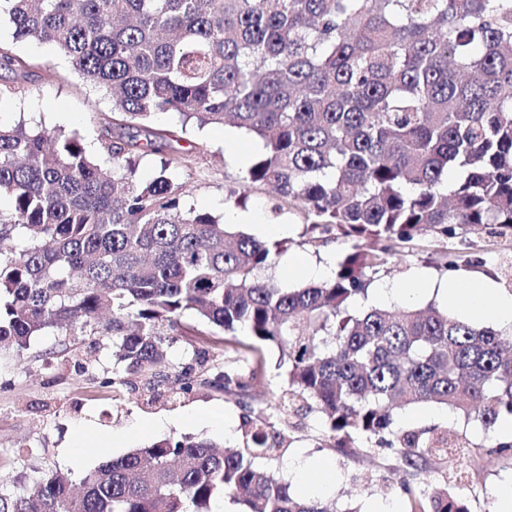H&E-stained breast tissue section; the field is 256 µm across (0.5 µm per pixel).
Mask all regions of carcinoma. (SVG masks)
<instances>
[{"instance_id": "cac0c4a2", "label": "carcinoma", "mask_w": 512, "mask_h": 512, "mask_svg": "<svg viewBox=\"0 0 512 512\" xmlns=\"http://www.w3.org/2000/svg\"><path fill=\"white\" fill-rule=\"evenodd\" d=\"M13 40L54 44L90 85L112 97L101 162L62 130L0 125V348L27 352L56 329L52 355L107 338L121 371L112 385L170 379L238 401L268 385L264 351L279 353L278 421L317 416L333 448L374 440L402 449L410 512H471L423 465L463 443L450 430L404 429L399 411L449 409L484 425L512 421V333L434 304L369 306L386 256L430 232L497 226L512 237V0H0ZM30 63L0 42V70ZM232 124L262 150L244 181L299 202L308 230L352 241L332 278L282 288L262 273L283 243L230 231L186 208L171 171L187 152L154 116ZM169 142L157 177L135 178V135ZM460 172L448 182V170ZM201 328L192 361L161 368L163 345ZM207 327L244 349L242 368L208 362ZM246 332L249 342L237 338ZM243 445L166 437L101 462L81 491L51 475L30 492L0 488V512H338L297 495L255 466L284 450L265 419Z\"/></svg>"}]
</instances>
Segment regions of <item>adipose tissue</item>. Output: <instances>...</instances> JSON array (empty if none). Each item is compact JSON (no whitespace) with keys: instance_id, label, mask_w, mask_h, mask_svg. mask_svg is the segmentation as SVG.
Here are the masks:
<instances>
[{"instance_id":"1","label":"adipose tissue","mask_w":512,"mask_h":512,"mask_svg":"<svg viewBox=\"0 0 512 512\" xmlns=\"http://www.w3.org/2000/svg\"><path fill=\"white\" fill-rule=\"evenodd\" d=\"M432 293L448 308L465 311L475 322L512 330V296H494L487 283L474 278L439 286L421 279L404 284L383 283L376 288L375 297L383 302L408 304ZM287 469L292 482L311 497L330 492L336 483V472L327 462L296 458L288 462Z\"/></svg>"}]
</instances>
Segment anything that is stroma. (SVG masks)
<instances>
[{
	"mask_svg": "<svg viewBox=\"0 0 512 512\" xmlns=\"http://www.w3.org/2000/svg\"><path fill=\"white\" fill-rule=\"evenodd\" d=\"M16 49L36 66L24 80L21 93L0 98V123L22 121L49 131L62 128L97 148L101 119L112 110L111 97L86 83L54 45L24 41ZM155 125L183 128L181 144L189 151V166L175 176L185 185L187 206L223 222L237 211L236 197L242 193L247 197L246 211H261L265 223L285 225V256L319 265L336 260L350 248L346 239L323 243L306 233L307 217L298 202L280 197L269 186L244 184L246 170L262 150L257 139L229 125H183L174 114L159 115ZM454 249L463 250L467 257L457 274L486 277L495 295H512V247L485 228L448 240L423 236L412 248L389 255L375 281L406 282L417 277L447 281L450 272L443 268L439 254ZM266 359L270 384L255 394L247 409L223 392L197 386L153 404L141 392L107 386L113 372L108 345L93 354L77 348L64 362L0 355V485L24 493L52 474L77 483L102 461L169 436L189 435L237 446L244 417L269 409L280 385L277 351L268 350ZM212 409L232 418L236 427L232 435L212 427L183 425L184 417ZM399 424L418 429L446 426L470 440L472 447L463 459L428 464L415 482L424 489L454 477L457 470L476 468L471 482L454 485V492L469 499L472 512H500L503 484L512 482V455L492 451L505 439L501 426L485 430L467 425L449 418L446 409L432 406L401 411ZM290 437L282 457L258 460V467L284 479L289 460L323 458L336 468L337 481L330 495L338 512L349 505L359 512H374L378 504L408 512L410 503L400 489L404 465L399 449L372 442L354 453H342L327 447L322 424L312 416L302 419Z\"/></svg>",
	"mask_w": 512,
	"mask_h": 512,
	"instance_id": "stroma-1",
	"label": "stroma"
}]
</instances>
